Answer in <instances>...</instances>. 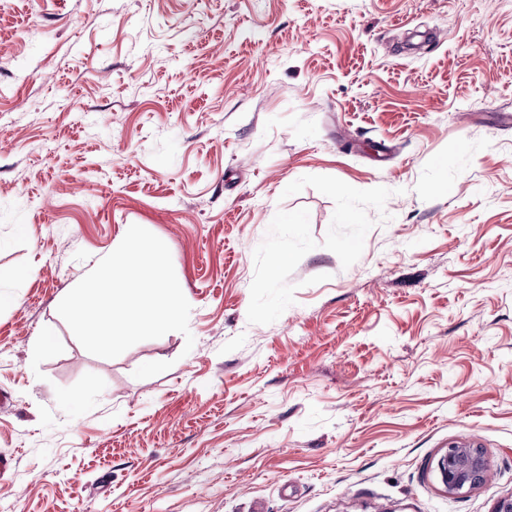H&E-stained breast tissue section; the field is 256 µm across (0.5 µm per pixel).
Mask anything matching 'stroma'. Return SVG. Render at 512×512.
Wrapping results in <instances>:
<instances>
[{"label":"stroma","mask_w":512,"mask_h":512,"mask_svg":"<svg viewBox=\"0 0 512 512\" xmlns=\"http://www.w3.org/2000/svg\"><path fill=\"white\" fill-rule=\"evenodd\" d=\"M510 110L512 0H0V503L494 512ZM133 224L190 332L102 358L57 307ZM488 461L480 448L450 445L438 461L441 480L448 493L462 494L481 484Z\"/></svg>","instance_id":"1"}]
</instances>
